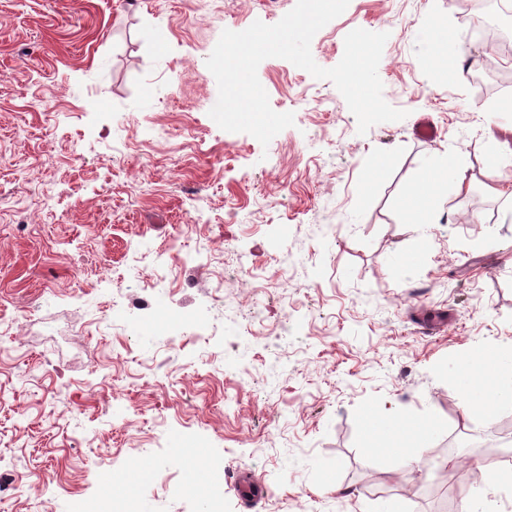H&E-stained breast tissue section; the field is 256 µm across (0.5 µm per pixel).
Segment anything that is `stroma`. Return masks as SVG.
Listing matches in <instances>:
<instances>
[{"instance_id": "obj_1", "label": "stroma", "mask_w": 512, "mask_h": 512, "mask_svg": "<svg viewBox=\"0 0 512 512\" xmlns=\"http://www.w3.org/2000/svg\"><path fill=\"white\" fill-rule=\"evenodd\" d=\"M295 3L0 0L9 512H82L134 461L137 512H433L441 487L512 512L495 485L512 449L485 452L512 413L465 408L456 377L474 345L512 343V200L487 176L494 157L512 177V112L492 98L512 55L469 38L467 0H350L312 56L331 68L352 30L388 33L378 75L405 118L359 134L331 81L269 58L259 80L294 126L266 146L221 130L222 31ZM437 17L462 51L447 83L424 39ZM423 116L434 139L413 134ZM454 151L464 189L405 224L398 199ZM154 293L156 310L128 304ZM367 407L440 428L404 466L365 449ZM238 471L266 491L254 510Z\"/></svg>"}]
</instances>
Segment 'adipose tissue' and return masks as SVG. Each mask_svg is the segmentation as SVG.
Returning a JSON list of instances; mask_svg holds the SVG:
<instances>
[{
  "label": "adipose tissue",
  "instance_id": "adipose-tissue-1",
  "mask_svg": "<svg viewBox=\"0 0 512 512\" xmlns=\"http://www.w3.org/2000/svg\"><path fill=\"white\" fill-rule=\"evenodd\" d=\"M452 184L463 187L465 177L451 155L439 167L426 171L401 198L399 208L408 223H435L439 198ZM461 373L474 374L483 380L486 407L512 411V345L473 347L464 359ZM362 420L370 447L382 450L404 465L410 462L412 449L427 447L438 429V420L433 415L411 419L402 413L389 416L370 409L364 412Z\"/></svg>",
  "mask_w": 512,
  "mask_h": 512
}]
</instances>
